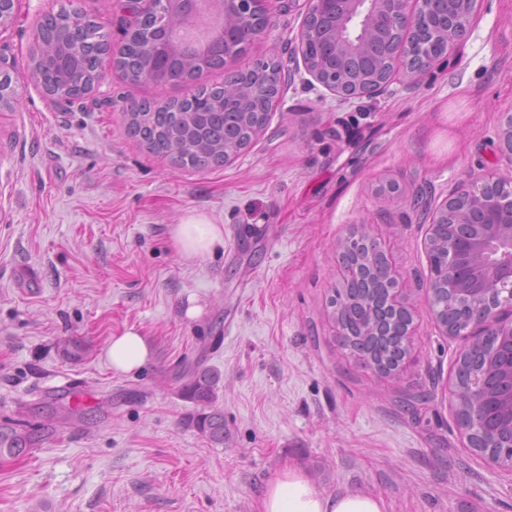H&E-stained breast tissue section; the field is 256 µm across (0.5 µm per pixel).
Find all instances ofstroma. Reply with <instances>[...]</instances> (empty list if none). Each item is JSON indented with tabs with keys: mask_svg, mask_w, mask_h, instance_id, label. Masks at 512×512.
<instances>
[{
	"mask_svg": "<svg viewBox=\"0 0 512 512\" xmlns=\"http://www.w3.org/2000/svg\"><path fill=\"white\" fill-rule=\"evenodd\" d=\"M67 2L18 0L0 28L5 71H26L37 24ZM124 2L77 6L117 45ZM265 5L272 28L234 66L271 60L285 82L223 166L175 167L127 133L131 101L180 98L182 84L109 67L84 98L57 104L30 80L0 108V424L51 428L23 460H0V512H259L295 464L387 512H512V474L487 468L456 426L448 385L469 339L428 307L424 248L428 212L462 179L492 170L512 185L494 146L512 111V0H479L459 51L348 100L298 67L306 0ZM189 210L224 226L223 246L192 266L167 236ZM359 224L414 313L395 377L357 361L332 321L336 247ZM130 327L155 357L121 375L106 349ZM200 358L221 374L220 446L190 426L172 379Z\"/></svg>",
	"mask_w": 512,
	"mask_h": 512,
	"instance_id": "35a3bbf8",
	"label": "stroma"
}]
</instances>
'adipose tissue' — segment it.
I'll return each instance as SVG.
<instances>
[{
	"mask_svg": "<svg viewBox=\"0 0 512 512\" xmlns=\"http://www.w3.org/2000/svg\"><path fill=\"white\" fill-rule=\"evenodd\" d=\"M169 242L181 261L195 265L224 242V227L202 212H185L179 223L170 225ZM114 372L130 374L154 358L143 336L128 329L113 336L106 350ZM259 512H386L383 499L363 491L323 492L297 466L288 467L268 486Z\"/></svg>",
	"mask_w": 512,
	"mask_h": 512,
	"instance_id": "ef3b65f1",
	"label": "adipose tissue"
}]
</instances>
